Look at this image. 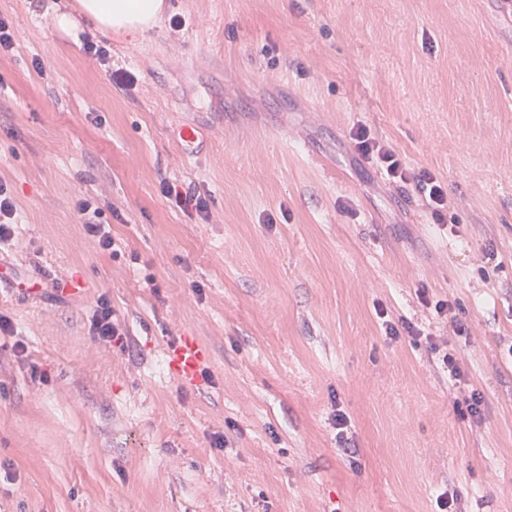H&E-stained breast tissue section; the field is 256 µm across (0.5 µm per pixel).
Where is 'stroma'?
Listing matches in <instances>:
<instances>
[{
    "mask_svg": "<svg viewBox=\"0 0 512 512\" xmlns=\"http://www.w3.org/2000/svg\"><path fill=\"white\" fill-rule=\"evenodd\" d=\"M163 3L105 38L124 90L83 51L77 0H0L21 232L0 314L27 346L0 357V512H437L444 491L447 512H512V0ZM361 124L442 181L446 227L359 159ZM86 194L119 209L116 251L86 236ZM103 297L125 350L90 330ZM380 305L450 341L460 387ZM184 333L208 351L193 386L166 367ZM162 193L168 202L183 211L195 210L202 218H208L209 207L205 197L200 194L182 192L174 182L167 181L162 186ZM376 313L380 319H383L382 326L385 327L386 336H389L391 339H396L399 336L403 335L408 336L413 340L417 339L420 336H426V338L429 339L432 338L430 334L425 335L422 329L418 328L416 325L407 320H398V325H396L395 322H392L390 319H386L389 317V315L387 313V310L384 309L382 306H378ZM399 323L402 331L398 328Z\"/></svg>",
    "mask_w": 512,
    "mask_h": 512,
    "instance_id": "obj_1",
    "label": "stroma"
}]
</instances>
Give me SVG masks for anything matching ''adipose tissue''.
Here are the masks:
<instances>
[{
	"mask_svg": "<svg viewBox=\"0 0 512 512\" xmlns=\"http://www.w3.org/2000/svg\"><path fill=\"white\" fill-rule=\"evenodd\" d=\"M79 9L105 33L135 34L161 19L162 0H79Z\"/></svg>",
	"mask_w": 512,
	"mask_h": 512,
	"instance_id": "adipose-tissue-1",
	"label": "adipose tissue"
}]
</instances>
